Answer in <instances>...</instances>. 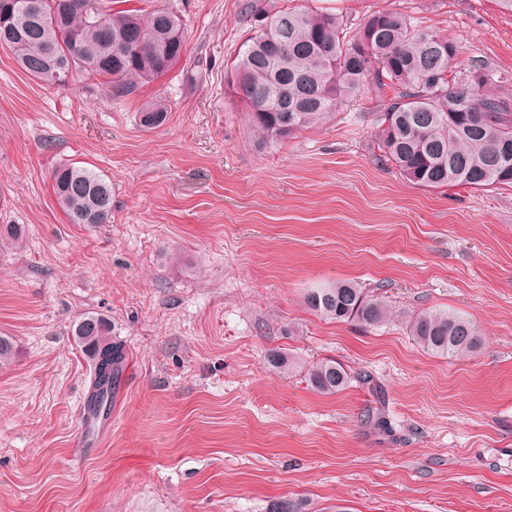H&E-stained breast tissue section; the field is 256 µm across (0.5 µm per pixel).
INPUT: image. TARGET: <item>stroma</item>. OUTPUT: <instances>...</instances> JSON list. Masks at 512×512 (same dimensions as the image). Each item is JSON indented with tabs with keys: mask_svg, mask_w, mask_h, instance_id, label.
Masks as SVG:
<instances>
[{
	"mask_svg": "<svg viewBox=\"0 0 512 512\" xmlns=\"http://www.w3.org/2000/svg\"><path fill=\"white\" fill-rule=\"evenodd\" d=\"M187 50L124 99L51 87L0 48V512H512V187L429 190L378 147L364 86L321 127L266 145L228 75L248 0H174ZM358 28L398 11L450 38L456 62L512 93V12L499 0H308ZM161 98L164 125L140 106ZM108 176L112 214L66 219L51 173ZM352 281L395 310L457 311L483 345L422 350L405 324L367 329L309 310ZM90 315L127 353L106 417L73 336ZM371 371L325 395L267 357ZM382 404L395 437L362 418ZM168 119V107L164 99H155L140 107L139 120L143 127L151 129L163 125Z\"/></svg>",
	"mask_w": 512,
	"mask_h": 512,
	"instance_id": "1",
	"label": "stroma"
}]
</instances>
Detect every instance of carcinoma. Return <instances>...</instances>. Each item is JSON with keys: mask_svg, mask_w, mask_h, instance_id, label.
Instances as JSON below:
<instances>
[{"mask_svg": "<svg viewBox=\"0 0 512 512\" xmlns=\"http://www.w3.org/2000/svg\"><path fill=\"white\" fill-rule=\"evenodd\" d=\"M0 47L10 51L31 77L51 86L57 75L103 84L115 99L138 84L166 75L186 49L185 23L177 8H116L125 0H12ZM250 36L232 67V83L248 109V119L264 142H278L320 126L373 83L382 97L378 147L409 182L431 190L466 185L489 189L512 185V98L491 91L482 68L459 67L453 41L414 25L396 11L367 15L350 32L344 20L292 0H256L247 6ZM168 119L163 99L140 107L139 120L151 129ZM56 201L72 224H106L112 213L107 176L84 166L62 164L52 171ZM0 240L23 244L20 226L0 227ZM313 311L337 321L378 329L395 318L384 297L370 296L355 284L333 282L304 297ZM406 328L425 351L448 359L469 356L482 344L470 317L445 310L402 314ZM78 343L97 366L89 409L111 407L112 394L126 361L122 344L112 339V323L89 316L76 326ZM270 365L292 373L298 359L274 351ZM322 394L339 393L356 382L378 393L381 386L364 369L353 371L334 358L306 371ZM366 421L390 436L381 408Z\"/></svg>", "mask_w": 512, "mask_h": 512, "instance_id": "carcinoma-1", "label": "carcinoma"}]
</instances>
